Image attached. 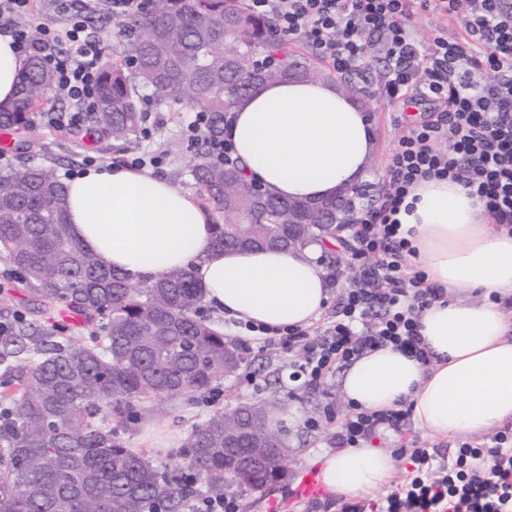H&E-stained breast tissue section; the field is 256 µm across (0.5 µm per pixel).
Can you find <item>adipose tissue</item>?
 Listing matches in <instances>:
<instances>
[{"mask_svg":"<svg viewBox=\"0 0 512 512\" xmlns=\"http://www.w3.org/2000/svg\"><path fill=\"white\" fill-rule=\"evenodd\" d=\"M26 58L0 36V107L15 99ZM227 135L248 177L289 200L335 198L358 186L374 149L368 118L327 80L261 84L236 107ZM211 212L149 172L99 164L69 180L67 228L100 263L138 283L190 269L204 299L225 317L274 328L312 325L331 281L317 242L293 250H217ZM397 219L424 282L438 297L421 315L430 355L369 352L341 378L347 400L368 410L409 404L437 437L474 435L512 422V235L476 197L450 180L422 181ZM394 459L383 449L345 448L322 461L330 492L349 497L385 485Z\"/></svg>","mask_w":512,"mask_h":512,"instance_id":"obj_1","label":"adipose tissue"}]
</instances>
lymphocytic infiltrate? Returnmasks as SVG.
<instances>
[{"mask_svg":"<svg viewBox=\"0 0 512 512\" xmlns=\"http://www.w3.org/2000/svg\"><path fill=\"white\" fill-rule=\"evenodd\" d=\"M256 16L273 17L292 38L306 41L334 69L365 78L375 49L387 63L385 92L392 102L430 100L435 118L403 135L389 159V184L380 204L354 226L352 258L358 279L341 296L336 318L317 332L281 331L247 324L258 339L300 349L299 368L316 387L339 364L367 352L396 348L421 362L419 320L434 297L422 273H407L411 249L396 218L411 189L427 179H449L482 202L494 223L512 233V0H432L435 13L457 21L456 40L435 34L419 43L409 25L413 0H244ZM34 0H0V35L21 52L54 63V85L75 100L93 97L104 49L86 36L81 17L65 35L37 24ZM67 38L66 60L53 57ZM404 405L370 411L350 406L336 445L357 448L400 431ZM415 472L374 504L345 501L340 512H512V436L459 446L451 463L433 466L427 449L414 448Z\"/></svg>","mask_w":512,"mask_h":512,"instance_id":"lymphocytic-infiltrate-1","label":"lymphocytic infiltrate"}]
</instances>
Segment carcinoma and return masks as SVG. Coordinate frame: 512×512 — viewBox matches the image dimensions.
Wrapping results in <instances>:
<instances>
[{
    "instance_id": "obj_1",
    "label": "carcinoma",
    "mask_w": 512,
    "mask_h": 512,
    "mask_svg": "<svg viewBox=\"0 0 512 512\" xmlns=\"http://www.w3.org/2000/svg\"><path fill=\"white\" fill-rule=\"evenodd\" d=\"M268 20L234 0H152L151 10L118 22L123 40L96 86L95 129L117 141L136 139L145 122L140 90L154 103L200 105L210 135L260 82L288 79L297 50L265 39ZM139 59L129 73L127 55ZM52 74L31 59L14 104L0 109V131L19 134L48 101ZM192 174L208 204L222 214L213 246H236L239 225L256 244L288 248L289 201L251 199L238 163L215 164L204 151ZM66 186L51 167L0 168V253L45 313L55 306L93 326L91 341H56L59 326L20 317L0 323V512H185L201 483L222 497L225 481L260 491L285 478L281 454L266 468L242 472L224 454L225 434L249 426L238 447L261 448L274 433L265 405L240 402L211 415L190 436L187 482L124 445L110 422L159 397L208 389L228 373L230 341L195 315L203 300L192 272L170 269L138 285L101 265L67 231ZM266 223H253L255 210ZM333 237L328 224H308L298 246Z\"/></svg>"
}]
</instances>
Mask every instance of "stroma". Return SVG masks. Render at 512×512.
<instances>
[{
  "label": "stroma",
  "mask_w": 512,
  "mask_h": 512,
  "mask_svg": "<svg viewBox=\"0 0 512 512\" xmlns=\"http://www.w3.org/2000/svg\"><path fill=\"white\" fill-rule=\"evenodd\" d=\"M78 12L83 15L87 35L100 41L106 54H113L118 45V28L110 0H98L94 10L87 13L81 10V0H36L33 21L61 29L69 15ZM385 69L383 56L375 55L366 80L354 83V99L366 112L376 140L364 182L379 191L386 187V166L409 120L428 117L432 108L431 103L424 102L404 112L391 104L382 92ZM50 97L48 104L33 112L32 129L15 135L13 147L5 153L9 166L52 167L67 181L88 157L100 164H121L136 153L154 154L160 158L152 168L155 176L166 179L180 192L199 196L190 173L198 145L184 136L186 126L195 117V108L183 104L150 106L149 137L141 136L126 144L93 133L87 119L75 126L65 124V117L76 111V103L57 91L51 92ZM16 314L33 322L45 320L20 284L18 274L0 256V321ZM295 359V353L287 350L250 344L247 362L236 375L218 379L204 392L139 404L117 422L118 433L127 447L146 453L157 465L180 476L187 471L188 439L197 425L238 402L278 397L284 406L274 414L273 422L290 448L285 461L288 477L264 491L240 495L241 512H338L339 499L333 494L306 508L300 506L291 511L284 506L300 473L319 470L322 456L333 453V437L348 410L340 372H333L323 385L312 390L303 381L292 379ZM459 444V438L432 436L410 419L400 432L390 431L370 441L371 447L391 453L399 448H426L440 462L446 461Z\"/></svg>",
  "instance_id": "obj_1"
}]
</instances>
